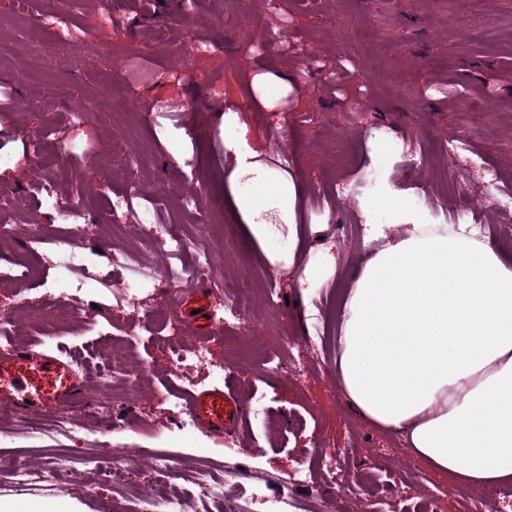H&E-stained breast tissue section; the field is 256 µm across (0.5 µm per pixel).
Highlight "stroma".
Wrapping results in <instances>:
<instances>
[{"mask_svg":"<svg viewBox=\"0 0 512 512\" xmlns=\"http://www.w3.org/2000/svg\"><path fill=\"white\" fill-rule=\"evenodd\" d=\"M48 0H0V192L23 197L26 211L17 226L0 233V264L24 258L32 236L50 249L65 225L29 192L32 165L83 200L86 215L99 220L86 251L102 275L96 289L61 296L40 284L26 285V308L16 306V288L0 285V316L13 340L71 356L92 351L77 368L96 389L70 409L67 432L53 430L54 414L22 416L0 410V453L18 456L31 469L65 458L81 459L77 471L61 469L55 484L30 479L17 484L0 469V497L21 512L73 499L81 512H123L124 501L106 476L112 465L101 448L140 449L143 462L172 458L175 476L148 494L154 506L179 496L184 512H225L257 493L288 489L308 512L325 501L337 512H401L430 502L436 512H471L470 497L447 498L448 476L416 457L403 434L378 429L351 407L334 361L345 293L353 274L377 242L357 239V224L447 223L471 210L485 236L512 255V210L496 199L512 191V0H155L142 12L139 0H78L69 16L79 28L86 15L107 24L88 32L97 47L73 44L55 66L46 34L39 31ZM259 28L284 35L264 48L251 45ZM497 32L488 45L478 30ZM197 40L203 51L192 78L178 76L179 60ZM495 100L482 135L474 109ZM116 105L110 120L76 124L73 112L93 111L104 99ZM209 126L208 137L183 135L187 124ZM462 138L459 169L463 184L441 194L445 212L417 202L430 171L405 170L404 155L425 151L436 163L449 135ZM280 138L284 150L272 152ZM139 146L138 178L145 193L164 196L158 224L182 225L189 255L173 256L136 235L137 214L119 231L104 220L110 199L125 186V159L113 158L112 142ZM251 154L262 170L296 186L294 200L273 193L257 204L256 220L273 232L257 241L234 205L252 195V175H236V153ZM185 166L177 184L173 171ZM103 168L100 181L87 173ZM505 175L491 185L482 171ZM362 188L354 197H334L332 177ZM197 193L186 207V189ZM209 252L218 271L262 281L278 276L277 296L260 291L249 298L247 324L223 320L222 282L208 280L214 315L205 340L191 334L184 294L173 293L171 272H188L191 252ZM142 256L157 270L153 302L136 313L112 308L107 281L113 254ZM336 264H328V257ZM78 308L79 316L57 323L56 333H39L36 316L56 307ZM170 336L186 363L184 379L170 375L154 338ZM260 334L279 366L225 349V340ZM130 351L118 378L103 383L104 359L112 342ZM210 349L213 365H196L198 343ZM223 366L214 374L213 366ZM148 375H141V368ZM221 386L240 396L242 428L217 436L183 428L180 416L192 394ZM236 469L237 481L223 498L204 501L191 494L200 472L222 477ZM306 472L296 481L294 469Z\"/></svg>","mask_w":512,"mask_h":512,"instance_id":"1","label":"stroma"}]
</instances>
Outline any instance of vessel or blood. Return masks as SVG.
Segmentation results:
<instances>
[{
  "label": "vessel or blood",
  "instance_id": "vessel-or-blood-1",
  "mask_svg": "<svg viewBox=\"0 0 512 512\" xmlns=\"http://www.w3.org/2000/svg\"><path fill=\"white\" fill-rule=\"evenodd\" d=\"M87 392V382L73 375L70 362L58 353L28 346L0 350V403L17 413H59ZM188 412L197 429L217 435L234 432L245 417L240 401L218 386L193 394Z\"/></svg>",
  "mask_w": 512,
  "mask_h": 512
}]
</instances>
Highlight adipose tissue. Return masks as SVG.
Returning <instances> with one entry per match:
<instances>
[{
	"label": "adipose tissue",
	"instance_id": "adipose-tissue-1",
	"mask_svg": "<svg viewBox=\"0 0 512 512\" xmlns=\"http://www.w3.org/2000/svg\"><path fill=\"white\" fill-rule=\"evenodd\" d=\"M369 235L336 358L352 408L437 473L512 485V263L463 224Z\"/></svg>",
	"mask_w": 512,
	"mask_h": 512
}]
</instances>
